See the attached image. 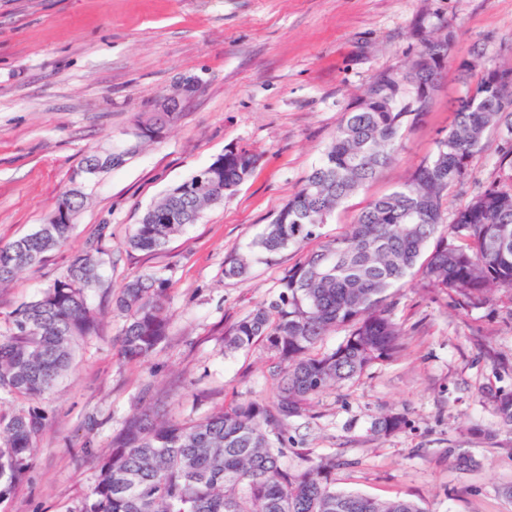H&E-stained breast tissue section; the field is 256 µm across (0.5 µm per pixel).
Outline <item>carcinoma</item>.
I'll return each mask as SVG.
<instances>
[{"instance_id":"carcinoma-1","label":"carcinoma","mask_w":512,"mask_h":512,"mask_svg":"<svg viewBox=\"0 0 512 512\" xmlns=\"http://www.w3.org/2000/svg\"><path fill=\"white\" fill-rule=\"evenodd\" d=\"M449 36L424 44L403 71H383L344 113L330 145L303 185L248 248L224 263V276H246L256 253L273 254L321 236L333 212L392 160L401 132L425 116L434 86L449 63ZM177 112H152L133 131L136 146L113 153L120 166L154 133L174 124ZM490 127L504 137L501 163L512 166V68L484 69L473 89L455 101L448 135L433 156L397 190L371 201L349 234L330 239L289 268L278 293L232 324L224 353L262 338L276 360L272 400L245 398L204 418L179 422L142 412L126 419L99 457V479L73 512H424L415 501H382L336 489V457L290 470L288 420L305 412L327 389L360 377L390 358L402 331L383 307L386 293L417 273L427 286L446 288L472 304L512 290V187L492 184L442 224L448 190L469 174ZM258 157L228 150L170 188L143 213L130 248L161 249L202 212L234 192ZM85 206L73 195L68 223L53 220L0 246V285L64 245ZM100 247L91 243L35 300L17 308L0 333V394L27 406L0 413V500L30 470L37 439L50 421L40 400L68 371L79 342L98 324L89 292L99 282ZM168 279L155 273L127 280L113 299L124 317L119 358L152 357L169 332ZM338 326L348 334L332 350L317 343ZM501 425L512 431V394L497 399ZM405 425L386 415L372 431L391 435Z\"/></svg>"}]
</instances>
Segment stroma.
<instances>
[{"instance_id":"1","label":"stroma","mask_w":512,"mask_h":512,"mask_svg":"<svg viewBox=\"0 0 512 512\" xmlns=\"http://www.w3.org/2000/svg\"><path fill=\"white\" fill-rule=\"evenodd\" d=\"M446 32L451 63L392 162L336 209L320 239L258 255L246 279L225 277V259L247 250L300 189L369 81L407 66L424 40ZM462 61L479 71L512 65V0H0V245L48 221L85 155L122 151L163 95L197 83L162 138L85 185L88 203L67 244L0 286L3 333L12 312L104 230L90 296L98 330L44 396L52 420L0 512H73L113 432L135 413L185 421L245 396L271 398V352L259 341L223 355L225 330L433 155L465 89ZM502 145L498 131H487L470 177L444 200V222L504 179ZM231 148L258 158L234 193L161 250L126 249L151 204ZM145 272L168 280L169 334L150 359L124 362V321L112 299ZM386 305L401 350L291 419L285 464L304 468L332 455L341 490L409 499L425 512H512V432L493 402L512 393V292L467 305L412 276ZM387 413L402 415L404 427L373 434Z\"/></svg>"}]
</instances>
